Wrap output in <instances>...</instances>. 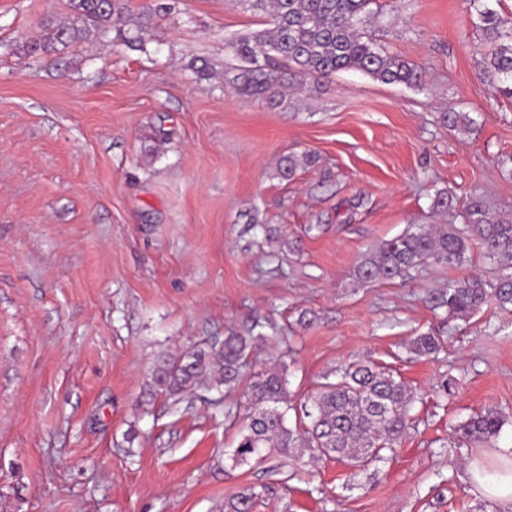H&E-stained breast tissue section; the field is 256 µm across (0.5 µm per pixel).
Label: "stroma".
<instances>
[{
    "instance_id": "obj_1",
    "label": "stroma",
    "mask_w": 512,
    "mask_h": 512,
    "mask_svg": "<svg viewBox=\"0 0 512 512\" xmlns=\"http://www.w3.org/2000/svg\"><path fill=\"white\" fill-rule=\"evenodd\" d=\"M373 9L424 88L348 71L271 108L232 84L227 41L265 26L236 0H180L144 50L78 44L64 70L13 48L66 17V0H0V512H221L246 486L253 512H504L468 463L512 445V311L448 321L429 304L503 265L475 247L391 282L355 268L410 226L443 223L436 193L512 209V100L481 76L489 46L465 0ZM448 110L477 132H449ZM307 152L316 165L282 179L285 157ZM305 311L315 321L297 329ZM257 319L295 337L290 355L257 344L251 367L286 363L295 403L357 360L416 392L374 475L325 459L294 478L274 452L236 466L239 427L217 391L149 400L160 355ZM432 329L435 361L407 348ZM487 409L507 419L500 436L449 466L454 428Z\"/></svg>"
}]
</instances>
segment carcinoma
I'll return each instance as SVG.
<instances>
[{"label": "carcinoma", "mask_w": 512, "mask_h": 512, "mask_svg": "<svg viewBox=\"0 0 512 512\" xmlns=\"http://www.w3.org/2000/svg\"><path fill=\"white\" fill-rule=\"evenodd\" d=\"M469 20L492 46L483 61L484 81L495 94L512 99V12L501 13L491 0H467ZM372 0H238L243 8L268 18V27L235 36L227 42L230 56L244 63L233 79L236 92L274 107L284 101V92L311 79L320 82L344 71H358L386 84L420 88L423 68L390 53L369 27ZM179 0H150L139 16L129 13L127 0H67L68 16H48L36 40L23 41L16 52L23 58H54L66 63L65 54L74 45L108 37L133 50L144 49V33L159 20L177 12ZM448 131L467 135L476 128L468 112L443 115ZM311 153L288 157L280 175L292 176L299 164L315 165ZM476 243L486 254L512 262V211L490 209L480 195L470 197L463 211L462 227L454 224L410 229L383 242L367 253L356 267L357 279L384 282L403 278L410 271L435 261L454 264ZM436 309L450 319H467L483 306L494 303L501 309L512 306V273L488 281L473 276L448 284L432 298ZM256 321L245 333L229 331L193 350L164 356L152 372L150 395L177 404L204 382L211 388L232 390L247 376L251 350L268 340ZM443 338L432 332L410 340L418 356L437 354ZM307 397L302 414L288 425L294 409L289 389L288 367L270 368L248 385L247 413L236 447L229 459L233 466L266 459L270 448L280 456L312 461L333 459L355 463V474L387 460L411 426L409 416L414 394L385 369L367 362H354L335 374ZM502 415L487 410L455 429V441L446 448L454 457L463 444H489L501 433ZM257 493L245 487L224 500V512H252Z\"/></svg>", "instance_id": "1"}]
</instances>
